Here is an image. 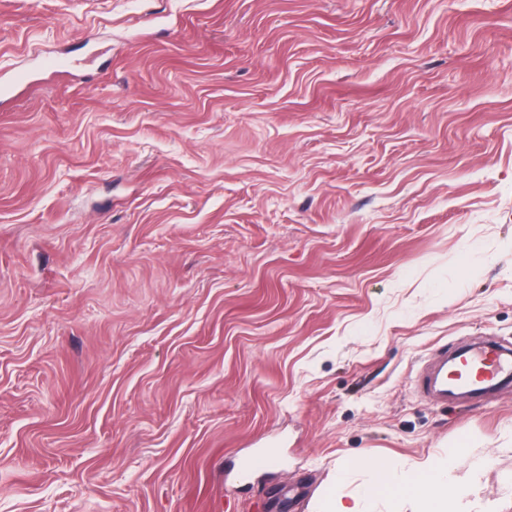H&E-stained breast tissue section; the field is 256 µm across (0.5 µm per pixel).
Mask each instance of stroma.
Here are the masks:
<instances>
[{
	"label": "stroma",
	"instance_id": "obj_1",
	"mask_svg": "<svg viewBox=\"0 0 512 512\" xmlns=\"http://www.w3.org/2000/svg\"><path fill=\"white\" fill-rule=\"evenodd\" d=\"M0 512H317L465 446L512 512V0H0ZM272 458L243 481L238 462ZM465 358L481 379L462 381L450 379L448 382V352L442 353L431 366L428 375L422 372L418 379L421 393L430 392L437 403H448V397L455 396L456 390L464 387L482 391L493 387L499 378L508 379L512 374V358L504 356L501 347L485 344L472 349Z\"/></svg>",
	"mask_w": 512,
	"mask_h": 512
}]
</instances>
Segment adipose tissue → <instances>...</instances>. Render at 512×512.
I'll return each mask as SVG.
<instances>
[{"instance_id":"adipose-tissue-1","label":"adipose tissue","mask_w":512,"mask_h":512,"mask_svg":"<svg viewBox=\"0 0 512 512\" xmlns=\"http://www.w3.org/2000/svg\"><path fill=\"white\" fill-rule=\"evenodd\" d=\"M372 478L353 495H327L319 512H371L381 497L415 499L421 512H473L482 492L483 467L454 453L438 464L396 478L379 465H372Z\"/></svg>"}]
</instances>
